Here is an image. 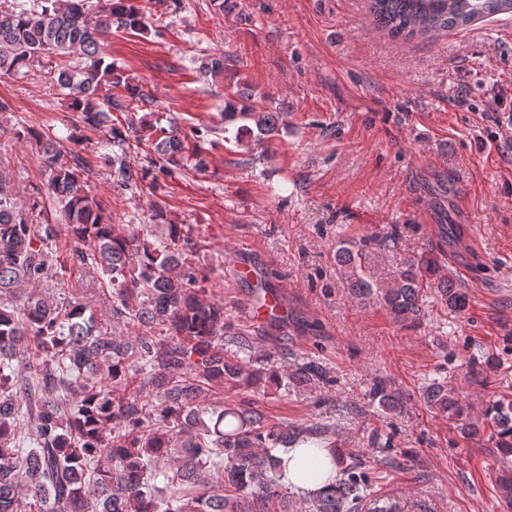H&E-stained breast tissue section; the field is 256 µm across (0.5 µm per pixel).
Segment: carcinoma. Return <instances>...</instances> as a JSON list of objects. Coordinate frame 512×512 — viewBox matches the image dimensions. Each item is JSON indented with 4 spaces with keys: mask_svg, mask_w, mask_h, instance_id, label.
Masks as SVG:
<instances>
[{
    "mask_svg": "<svg viewBox=\"0 0 512 512\" xmlns=\"http://www.w3.org/2000/svg\"><path fill=\"white\" fill-rule=\"evenodd\" d=\"M374 26L393 39L433 40L450 30L512 12V0H368ZM137 33L146 16L136 0H44L40 8L14 2L0 10V72L18 74L42 55H71V66L50 81L68 107L95 129L111 112H128L143 99L121 70L105 61L101 39L112 29ZM234 63L232 53L201 58L213 77ZM124 93L99 100L102 83ZM224 121H241L238 142L272 138L288 116L284 104L268 106L248 87L237 88ZM158 172L193 157L178 124L148 126ZM47 188L64 212L74 243L69 260L108 277L117 333L98 329L92 309L70 288L45 299L35 288L61 275L57 225L33 227L0 178V512H288L276 449L293 448L308 429L266 422L255 394L327 383L315 362L282 368L270 358L246 359L224 349V302L206 297L203 277L188 262L192 227L158 224L165 245L122 234L87 188L80 165L63 159L52 142L43 146ZM113 183L129 190L140 180L123 155L105 154ZM341 243L336 265L353 297H377L392 319L408 328L424 317L423 283L436 280L448 314L466 311L468 296L454 279L438 275L428 255L403 263L398 278L379 287L365 273V247ZM494 357L471 358V380L485 384ZM228 386L239 400L214 406L210 392ZM369 396L395 414L413 396L373 382ZM420 401L454 425L465 439L489 434L497 456L512 460V399H499L477 414L447 382L434 380ZM492 432H487V428ZM351 464L343 478L310 499L309 512H352L371 482ZM512 507V467L496 480Z\"/></svg>",
    "mask_w": 512,
    "mask_h": 512,
    "instance_id": "obj_1",
    "label": "carcinoma"
}]
</instances>
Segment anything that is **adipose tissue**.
Instances as JSON below:
<instances>
[{
    "instance_id": "1",
    "label": "adipose tissue",
    "mask_w": 512,
    "mask_h": 512,
    "mask_svg": "<svg viewBox=\"0 0 512 512\" xmlns=\"http://www.w3.org/2000/svg\"><path fill=\"white\" fill-rule=\"evenodd\" d=\"M283 481L302 497L317 493L336 475L327 450L316 447L292 448L282 453Z\"/></svg>"
}]
</instances>
